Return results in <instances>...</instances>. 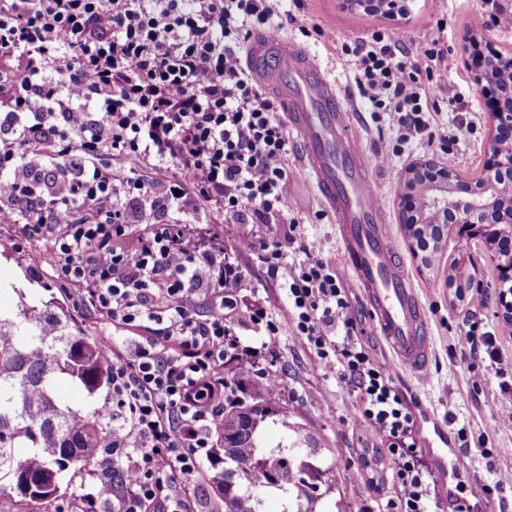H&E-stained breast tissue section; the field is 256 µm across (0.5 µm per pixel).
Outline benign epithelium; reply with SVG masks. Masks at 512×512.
Listing matches in <instances>:
<instances>
[{"label": "benign epithelium", "mask_w": 512, "mask_h": 512, "mask_svg": "<svg viewBox=\"0 0 512 512\" xmlns=\"http://www.w3.org/2000/svg\"><path fill=\"white\" fill-rule=\"evenodd\" d=\"M462 43V62L474 75L479 76L487 67L499 64L500 54L491 44L479 40L473 31L463 34ZM479 88L492 119L486 149V178L472 181L432 158H418L404 171L400 211L404 220H409L415 208L413 188L417 187L419 180L434 189H452L454 195H436L433 203L452 215L453 227L460 236L495 252L499 259V280L503 286L498 302L508 314L512 312V301L507 300L512 293V204L506 209L498 208L490 199L494 198V191L501 189L494 175H512V90L502 94L482 84ZM453 276L454 281L468 286L473 293L481 294L487 288L477 267V259L470 253L458 259Z\"/></svg>", "instance_id": "7a95c632"}]
</instances>
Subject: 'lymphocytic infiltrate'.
Wrapping results in <instances>:
<instances>
[{
	"mask_svg": "<svg viewBox=\"0 0 512 512\" xmlns=\"http://www.w3.org/2000/svg\"><path fill=\"white\" fill-rule=\"evenodd\" d=\"M278 0H0V222L53 239L43 259L118 325H159L165 340L107 342L112 435L100 452L111 512H188L224 419V367L243 344L224 313L223 252L189 247L157 213L211 206L241 224L289 223L294 254L251 236L288 299L247 318L263 351L290 330L357 400L392 463L396 512H435L443 471L423 459L415 415L350 315L336 266L288 222L290 131L239 51L252 29L283 30ZM350 52L360 94L399 138L443 142L435 115L454 58L392 29ZM151 158L154 177L122 167ZM212 304L200 314L202 301Z\"/></svg>",
	"mask_w": 512,
	"mask_h": 512,
	"instance_id": "1",
	"label": "lymphocytic infiltrate"
}]
</instances>
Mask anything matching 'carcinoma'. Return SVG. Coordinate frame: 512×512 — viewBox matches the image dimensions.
Instances as JSON below:
<instances>
[{
	"mask_svg": "<svg viewBox=\"0 0 512 512\" xmlns=\"http://www.w3.org/2000/svg\"><path fill=\"white\" fill-rule=\"evenodd\" d=\"M438 219L425 197L410 216L423 238L424 260L435 267L448 228ZM12 292L18 294L16 310L0 309V489L16 488L30 512H37L59 497L68 469L95 460L93 450L112 430L107 403L94 401L110 390L112 371L101 344L71 324L66 311L48 313L37 300ZM224 380L233 390L225 392L224 428L210 462L224 512H255L252 491L279 495L283 512H323L322 495L307 492L311 479L325 478L330 491L353 476L338 479L333 465L296 453L313 447L298 424L288 426L296 435L288 452L267 447L268 420L284 421L287 411L275 407L273 393L244 378L236 364L224 369Z\"/></svg>",
	"mask_w": 512,
	"mask_h": 512,
	"instance_id": "carcinoma-1",
	"label": "carcinoma"
}]
</instances>
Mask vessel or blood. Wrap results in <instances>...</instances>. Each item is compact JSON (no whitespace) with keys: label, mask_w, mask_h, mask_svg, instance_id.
<instances>
[{"label":"vessel or blood","mask_w":512,"mask_h":512,"mask_svg":"<svg viewBox=\"0 0 512 512\" xmlns=\"http://www.w3.org/2000/svg\"><path fill=\"white\" fill-rule=\"evenodd\" d=\"M246 58L300 138L302 161L336 216L345 262L364 290L375 333L397 369L422 376L432 357L427 321L390 242L386 207L372 189V163L352 133L346 97L302 47L282 35L255 36Z\"/></svg>","instance_id":"b4317fda"}]
</instances>
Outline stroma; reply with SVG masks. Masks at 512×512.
I'll list each match as a JSON object with an SVG mask.
<instances>
[{"label": "stroma", "instance_id": "1", "mask_svg": "<svg viewBox=\"0 0 512 512\" xmlns=\"http://www.w3.org/2000/svg\"><path fill=\"white\" fill-rule=\"evenodd\" d=\"M409 12L405 20L389 21L350 13L341 0H305L297 20L284 30L285 36L304 47L316 58L328 77L345 93L350 104L354 131L366 155L395 145L396 156L389 165L374 171L375 189L385 203L390 219L389 232L417 289L428 321L433 354L429 374L421 379L407 372L396 381L416 402L415 416L427 463L442 470L455 464L458 477L466 483H492L500 475L512 473V425L496 423L492 417L494 401L501 384L512 386V338L502 337L500 364L483 366L479 355L470 349L472 331H487L504 322L502 309L494 294H487L486 306L471 311L469 305L454 302L447 286L448 267L464 243L456 231L448 241L434 276L420 274L405 240L397 206L403 188L402 173L415 159L430 157L458 170L470 179L480 178L486 158L490 120L482 93L474 75L462 64L448 73L446 96L455 104L441 110V119L449 127L467 121L471 130L458 144L445 147L417 137L400 143L381 110L363 98L356 86L354 70L346 47L381 29L407 33L420 42L440 40L461 50V37L470 18L485 7L484 0H404ZM335 32V39H323L315 28ZM288 173L294 183V218L305 226L308 243L331 258L340 268L344 285L351 293V315L359 334L369 346L374 360L391 364V351L377 336L370 323L362 289L353 273L346 269L335 216L318 196L314 178L301 162L299 153L288 159ZM168 221L185 224L191 239L204 247L227 250L238 264L244 279L237 291L239 309L253 305L271 313L283 311L287 299L271 280L260 257L237 251L245 236L268 238L280 246L288 244L284 224H240L222 213L203 207L196 211L169 212ZM49 238L33 234L20 224L0 223V284L23 287L26 294L54 305H62L86 336L107 342L129 337L141 342L155 341L153 330L125 328L85 302L81 292L67 283L58 271L45 265L42 256ZM258 367L275 374L280 391L276 405L291 413L292 421L308 430L333 451L340 469L359 471V478L345 490L353 512H395L397 490L388 480L391 462L384 458L379 442L363 427L353 393L325 374L316 357L297 337L282 332L274 355H261ZM444 435L451 448L437 447L436 435ZM70 490L48 506L49 512H103L93 494L101 478L98 464L69 471Z\"/></svg>", "mask_w": 512, "mask_h": 512}]
</instances>
